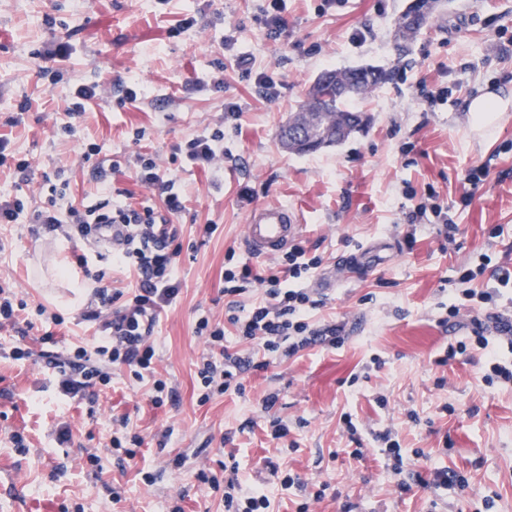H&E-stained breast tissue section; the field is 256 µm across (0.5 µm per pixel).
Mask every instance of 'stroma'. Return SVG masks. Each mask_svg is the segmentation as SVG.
<instances>
[{"instance_id":"1","label":"stroma","mask_w":512,"mask_h":512,"mask_svg":"<svg viewBox=\"0 0 512 512\" xmlns=\"http://www.w3.org/2000/svg\"><path fill=\"white\" fill-rule=\"evenodd\" d=\"M411 0H284L285 26L267 35L263 0H0V134L17 157L28 159L31 180L19 184L0 167V194H27L43 204L44 176L72 166L61 208L77 206L93 185L88 168L74 161L88 144L100 160L118 162L115 186L147 196L132 179L137 154L155 153L160 172L176 176L186 210L175 218L183 250L176 305L162 311L153 339L155 374L136 378L113 370L110 385L63 395L53 357L74 344L95 347L92 323L81 320L71 280L83 279L76 263L84 240H59L25 220L0 224V276L9 277L26 304L16 327L0 329V512H224V496L194 477L196 468L220 473L228 457L239 464L244 485L263 484L271 512H512V387L487 384V358L471 348L440 364L448 346L463 336L471 310L441 324L456 270L481 254L512 260V111L492 127L475 130L467 107L496 93L512 100V52L497 32L512 31V0H443L430 23L405 52L393 48L396 21ZM191 28H184L187 18ZM380 66L389 73L356 107L369 118L345 141L298 155L280 142V131L327 69ZM270 77L276 93L264 98L257 74ZM224 81L214 88L212 78ZM95 82L105 100L89 102L68 122L62 85ZM444 88L448 100L428 107L419 84ZM134 88L136 100L125 98ZM31 108L22 125L4 121L22 103ZM235 106L239 119L224 116ZM224 127V158L209 171L181 169L170 161L174 145L215 125ZM145 129L134 141L136 129ZM489 167L486 184L462 205L461 179L472 165ZM448 204L458 231L445 240L434 224L419 226L413 250L378 251L374 263L345 272L326 296L319 317L344 322L347 340L336 349L310 348L292 358H270L250 373L243 394L198 401L196 361L208 350L194 328L199 317L224 318V255L263 273L266 261L244 244V225L257 204L295 207L301 244L324 258L330 272L340 257L377 243L401 240L407 215L428 188ZM201 224L216 225L209 237ZM69 278H60L57 262ZM59 314L54 339L44 325L27 328L37 305ZM25 359H12L14 348ZM173 387L175 400L155 406L153 381ZM276 395L272 409L263 401ZM386 405H379L378 397ZM416 419H409V412ZM143 439L136 465L123 466L112 451L117 418ZM282 418L290 433L275 440L266 425ZM352 418L364 448L349 456L345 418ZM394 428L403 448L428 455L417 465L421 481L399 493L398 478L380 458L372 431ZM22 435L16 446L14 435ZM185 468L173 460L184 449ZM98 454L91 467L88 453ZM276 462L302 484L281 489L269 471ZM448 467L469 481L466 490L426 485L432 469ZM152 473L145 485L143 473ZM331 484L312 501L316 481ZM121 502H113V493ZM495 500L492 510L484 497Z\"/></svg>"}]
</instances>
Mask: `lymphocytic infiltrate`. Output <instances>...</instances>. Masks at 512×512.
Listing matches in <instances>:
<instances>
[{
  "label": "lymphocytic infiltrate",
  "mask_w": 512,
  "mask_h": 512,
  "mask_svg": "<svg viewBox=\"0 0 512 512\" xmlns=\"http://www.w3.org/2000/svg\"><path fill=\"white\" fill-rule=\"evenodd\" d=\"M179 151L187 165L210 168L224 155V128L216 126L181 144ZM96 193L93 203L82 208L61 210L58 199L64 198L70 180L64 169H57L55 180L49 185L50 196L46 206L31 210L23 197H0V224L16 223L27 217L29 223L43 224L55 230L68 227L71 234L84 237L90 225L116 224L121 226L120 247L112 254L113 260L137 276L134 293L109 291L103 286V272L90 271L91 256L81 255L78 263L92 281L95 308L83 312L87 321L98 324L99 344L94 350L76 347L67 351L65 362L77 370L79 379L67 378L62 382L64 391L79 388L81 383L98 380L107 385L109 373L100 369L99 360L105 359L115 366L129 367L134 375L151 371L157 357L152 341L159 312L176 304L181 284L175 272V258L180 250L174 242L177 230L174 217L186 209L185 200L178 189L177 178H166L159 173L154 155L136 157L134 179L160 198V205L143 201L132 204L128 189L113 186L110 171L104 165L93 170ZM234 251L224 257V294L228 298L223 322L210 317H200L195 326L197 335L203 336L209 351L196 364L198 400L205 403L213 396L228 391L242 392V379L248 372L258 369L253 356L233 352L224 346V328L232 326L240 340L258 346L264 352L286 357L315 346L335 348L342 345L344 327L333 321L314 323L311 311L324 305L306 283L322 265L319 255L310 253L302 245H294L271 262L265 275L254 274L249 265L237 264ZM491 274L492 286L477 289L473 283L484 274ZM456 300L448 306L449 317L460 312V301L495 304L503 289L512 288V269L494 264L489 255L479 257L476 267H460L456 271ZM262 286L263 295L251 305H243L251 297L255 286ZM473 343L457 342L449 347L446 356L454 358L465 354L469 346H476L487 356L486 383L499 382L512 385V362L502 360L500 350L512 353V321L498 313H485L475 319ZM199 481L212 488L224 490V512H268L270 501L264 491L256 486H244L238 478L237 467L226 469L223 477L198 471Z\"/></svg>",
  "instance_id": "lymphocytic-infiltrate-1"
}]
</instances>
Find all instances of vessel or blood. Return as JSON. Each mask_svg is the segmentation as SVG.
Wrapping results in <instances>:
<instances>
[{
  "mask_svg": "<svg viewBox=\"0 0 512 512\" xmlns=\"http://www.w3.org/2000/svg\"><path fill=\"white\" fill-rule=\"evenodd\" d=\"M300 230L294 207L259 204L249 212L244 230L245 245L255 256L272 258L297 244Z\"/></svg>",
  "mask_w": 512,
  "mask_h": 512,
  "instance_id": "vessel-or-blood-1",
  "label": "vessel or blood"
}]
</instances>
